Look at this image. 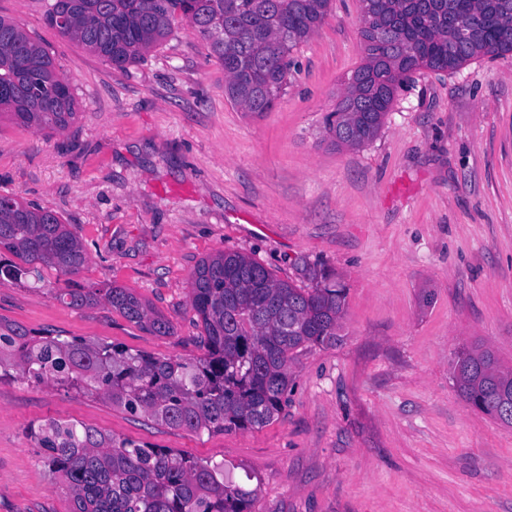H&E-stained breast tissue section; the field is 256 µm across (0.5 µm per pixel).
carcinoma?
I'll list each match as a JSON object with an SVG mask.
<instances>
[{
	"instance_id": "obj_1",
	"label": "carcinoma",
	"mask_w": 512,
	"mask_h": 512,
	"mask_svg": "<svg viewBox=\"0 0 512 512\" xmlns=\"http://www.w3.org/2000/svg\"><path fill=\"white\" fill-rule=\"evenodd\" d=\"M45 21L113 67L125 69L160 45L181 19L224 66L234 104L260 115L288 85L290 54L323 23L330 0H45ZM363 63L328 119L334 145L359 147L380 132L397 88L421 69L453 72L483 56L512 53V0H360ZM60 131L77 102L48 51L0 17V114ZM78 237L55 213L0 196V277L43 281L41 270L74 273ZM308 288L274 278L254 258L222 251L192 274L191 306L203 355L165 359L118 343L63 339L0 319V378L57 382L131 415L194 433L259 429L282 414L288 359L339 340L347 288L309 267ZM73 307L103 302L159 336L171 323L127 288H63ZM453 377L479 411L512 424V370L480 346L460 351ZM48 475L74 498V512H252L257 489L230 480L224 462L118 439L91 425L50 419L32 430Z\"/></svg>"
}]
</instances>
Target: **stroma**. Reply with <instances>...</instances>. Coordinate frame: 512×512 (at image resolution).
Listing matches in <instances>:
<instances>
[{
    "mask_svg": "<svg viewBox=\"0 0 512 512\" xmlns=\"http://www.w3.org/2000/svg\"><path fill=\"white\" fill-rule=\"evenodd\" d=\"M360 12L332 0L256 115L227 98L186 23L119 70L50 27L39 0H0L79 104L61 131L0 119V194L53 211L86 253L41 288L0 280V319L184 360L203 352V258L237 251L300 287L301 263L324 265L348 287L340 341L292 353L283 413L260 429L195 434L52 382L0 381V512H71L31 436L50 418L223 462L257 485L252 512H512V428L453 381L464 347L512 367V54L418 71L372 141L338 147L326 118L363 61ZM107 284L172 334L56 296Z\"/></svg>",
    "mask_w": 512,
    "mask_h": 512,
    "instance_id": "obj_1",
    "label": "stroma"
}]
</instances>
